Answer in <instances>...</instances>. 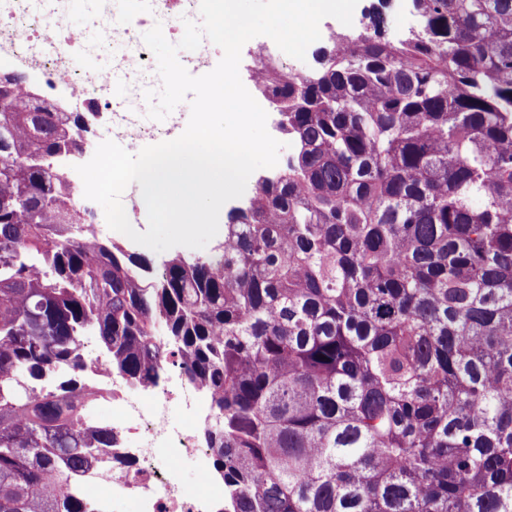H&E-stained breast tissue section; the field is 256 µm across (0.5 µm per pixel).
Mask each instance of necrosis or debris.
Segmentation results:
<instances>
[{"label":"necrosis or debris","instance_id":"1","mask_svg":"<svg viewBox=\"0 0 512 512\" xmlns=\"http://www.w3.org/2000/svg\"><path fill=\"white\" fill-rule=\"evenodd\" d=\"M64 2L0 0V73L22 72L27 100L53 98L64 111L91 112L102 121L78 162H88L102 141L113 139V117L120 111L133 116L125 145L167 135L166 122L147 115L144 93L160 89L161 79L140 32L158 24L166 38L182 37L185 20L200 19V0H83L79 27L66 19ZM118 82L129 89L120 102L112 97ZM88 377L105 393L111 410L105 423L114 440L99 466L80 474L73 493L94 512H113L120 500L132 502L135 512H222L224 481L202 440L212 418L208 390L190 383L176 365L163 383L139 387L131 399L101 356ZM186 468L196 484L183 481Z\"/></svg>","mask_w":512,"mask_h":512}]
</instances>
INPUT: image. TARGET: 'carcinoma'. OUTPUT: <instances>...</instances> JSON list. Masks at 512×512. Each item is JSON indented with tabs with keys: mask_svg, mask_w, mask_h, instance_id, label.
<instances>
[{
	"mask_svg": "<svg viewBox=\"0 0 512 512\" xmlns=\"http://www.w3.org/2000/svg\"><path fill=\"white\" fill-rule=\"evenodd\" d=\"M413 9L400 39L374 8L309 71L267 61L293 152L157 278L63 204L50 159L88 113L10 95L0 512H93L65 491L112 447L88 330L127 380L179 362L210 392L224 512H512V0Z\"/></svg>",
	"mask_w": 512,
	"mask_h": 512,
	"instance_id": "obj_1",
	"label": "carcinoma"
}]
</instances>
